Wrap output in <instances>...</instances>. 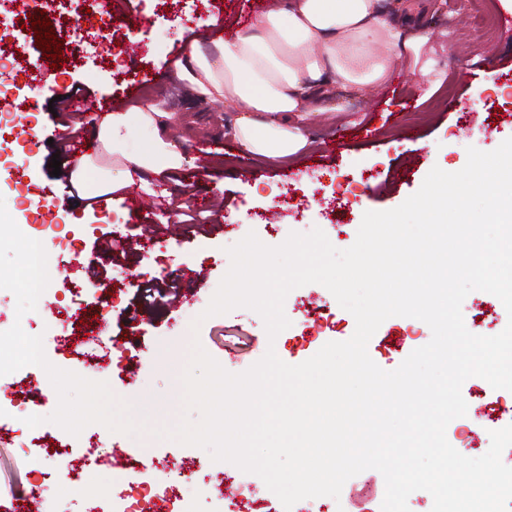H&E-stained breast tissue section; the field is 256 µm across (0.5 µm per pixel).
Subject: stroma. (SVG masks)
<instances>
[{
  "mask_svg": "<svg viewBox=\"0 0 512 512\" xmlns=\"http://www.w3.org/2000/svg\"><path fill=\"white\" fill-rule=\"evenodd\" d=\"M499 0H448L447 16L427 17L430 40L423 50L433 62L424 76L402 71L382 90L363 99L345 101L334 121L308 131L306 147L287 161L252 160L242 168L235 145L224 138L223 121L232 110L200 102L191 96L174 71V59L188 47L196 33L227 38L245 31L260 11V0H120L104 11H87L81 0L57 5L52 26L63 48L58 81L80 86L85 94L129 110L127 86L146 71L160 75L159 83L145 87L142 101L156 102L186 114L191 122L182 136L188 146L185 182L171 185L169 198L159 188L145 186L141 195L153 199V222L145 226L127 215L121 196L112 206L70 194L61 199L58 223L80 239L77 252L61 250L54 229L43 227L40 211L24 210L22 198L37 199L51 188L48 163L58 147L32 144L21 135L22 124L62 123L67 110L55 104L47 111L37 107L48 97L47 84L36 81L42 69L34 35L26 27L37 18L40 0H0V51L12 66L0 69V198L8 213L27 236L43 243L50 254L51 289L39 310L16 317V299L0 290V328L21 324L25 332L52 327L44 351L55 366L83 374L85 355L104 354V347L85 346L83 354L62 357L58 337L94 331L101 337L139 344L138 358L113 359L108 371L94 373L107 382L119 398L141 406L150 424L170 425L180 405V375L193 342L228 372L238 374L274 349L287 364H300L327 342L352 337L356 323L322 285L312 283L292 290L284 302L291 325L269 339L262 317L248 308L203 318L222 278L230 267L227 249L255 233L269 246L281 245L290 233L320 228L337 249L353 245L363 215L398 207L421 186L433 167L461 170L468 147L496 149L512 137V14L498 7ZM85 12L88 23L73 28L72 14ZM145 45L137 56L113 59L110 45ZM417 101L426 122L416 123L404 107L406 97ZM348 139L336 153L325 146L333 134ZM204 189L220 220L189 224L173 220L170 201L191 204L196 189ZM104 289V296L87 295L72 304L74 288ZM78 313L77 322L59 320V313ZM432 337L430 327L410 317L385 320L368 344V353L382 369H396L416 348ZM11 388L32 412L47 417L58 405L53 387L44 383L40 367L29 365L14 372ZM17 423L0 422V512L31 491V467L18 447ZM101 441L122 451L120 465L104 458L91 471L87 486L78 494L88 502L103 487L113 493L130 492L137 463L127 454L137 445L143 458H154L162 477L189 488L198 512L210 505L199 479L211 461L208 452L171 440L144 434L129 436L104 432ZM385 482L369 469L344 484L339 500H328L330 512H380Z\"/></svg>",
  "mask_w": 512,
  "mask_h": 512,
  "instance_id": "obj_1",
  "label": "stroma"
}]
</instances>
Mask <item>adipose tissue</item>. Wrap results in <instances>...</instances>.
<instances>
[{"instance_id": "ef3b65f1", "label": "adipose tissue", "mask_w": 512, "mask_h": 512, "mask_svg": "<svg viewBox=\"0 0 512 512\" xmlns=\"http://www.w3.org/2000/svg\"><path fill=\"white\" fill-rule=\"evenodd\" d=\"M429 0H281L233 39L193 44L176 74L203 100L237 109L224 137L244 155L282 159L305 147L313 120L384 87L428 36ZM183 117L137 106L103 114L96 131L112 173L108 192L153 178L168 181L184 155L173 130ZM146 139L128 144L129 130Z\"/></svg>"}]
</instances>
